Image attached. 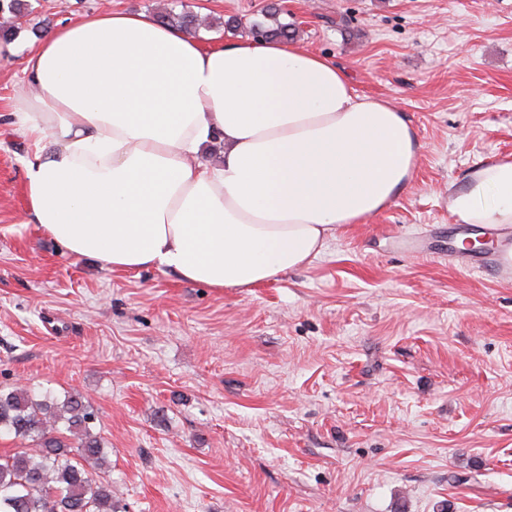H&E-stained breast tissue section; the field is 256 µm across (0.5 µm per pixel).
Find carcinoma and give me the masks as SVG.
<instances>
[{"mask_svg":"<svg viewBox=\"0 0 512 512\" xmlns=\"http://www.w3.org/2000/svg\"><path fill=\"white\" fill-rule=\"evenodd\" d=\"M0 13L14 20L0 27V36L9 38L28 16V4L0 0ZM270 16L273 24L253 25L254 37L295 40L294 24L280 20L277 7ZM164 22L187 31L203 25L185 8L168 12ZM94 420L93 406L79 393L68 392L61 400L50 391L0 387V435L31 444L0 458V512H116L112 481L85 467L103 465L108 455L103 438L93 431Z\"/></svg>","mask_w":512,"mask_h":512,"instance_id":"cac0c4a2","label":"carcinoma"}]
</instances>
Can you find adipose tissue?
Returning a JSON list of instances; mask_svg holds the SVG:
<instances>
[{
  "label": "adipose tissue",
  "mask_w": 512,
  "mask_h": 512,
  "mask_svg": "<svg viewBox=\"0 0 512 512\" xmlns=\"http://www.w3.org/2000/svg\"><path fill=\"white\" fill-rule=\"evenodd\" d=\"M11 108L35 151L26 218L69 255L248 288L309 263L334 229L410 186L420 144L383 98L294 42L203 46L142 13L60 24ZM218 164L202 161L213 144ZM462 224L512 228V155L449 185Z\"/></svg>",
  "instance_id": "obj_1"
}]
</instances>
